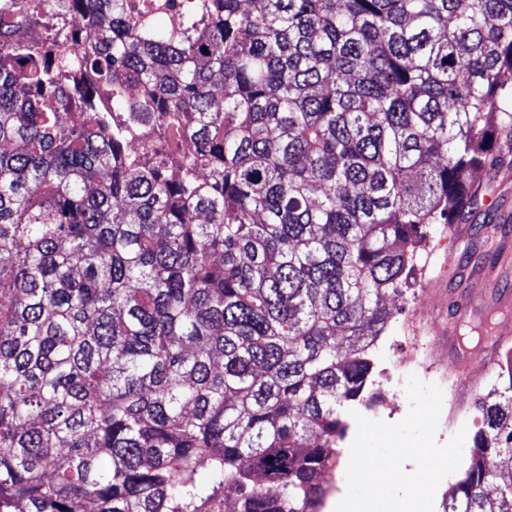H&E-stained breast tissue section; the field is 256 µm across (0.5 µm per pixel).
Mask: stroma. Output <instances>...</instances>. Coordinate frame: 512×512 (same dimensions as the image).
Returning a JSON list of instances; mask_svg holds the SVG:
<instances>
[{
  "label": "stroma",
  "mask_w": 512,
  "mask_h": 512,
  "mask_svg": "<svg viewBox=\"0 0 512 512\" xmlns=\"http://www.w3.org/2000/svg\"><path fill=\"white\" fill-rule=\"evenodd\" d=\"M473 179L482 186V203L462 233H453L446 224L432 225L421 245V261L402 295L391 302L393 317L376 348L377 368H391L411 358L416 338H425L444 379L472 389V407L458 422L466 430L461 468L439 484L436 512H441L450 487L471 464L482 425L478 402H495L498 390L512 380V356L501 355L499 365L490 368L480 359L488 336L512 329V167L492 175L478 171ZM447 323L471 335L459 347L453 372L448 369V339L442 334Z\"/></svg>",
  "instance_id": "35a3bbf8"
}]
</instances>
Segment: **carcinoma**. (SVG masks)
Returning <instances> with one entry per match:
<instances>
[{"instance_id":"cac0c4a2","label":"carcinoma","mask_w":512,"mask_h":512,"mask_svg":"<svg viewBox=\"0 0 512 512\" xmlns=\"http://www.w3.org/2000/svg\"><path fill=\"white\" fill-rule=\"evenodd\" d=\"M130 19L0 0V512H319L384 300L512 160V0ZM499 397L443 512H512Z\"/></svg>"}]
</instances>
